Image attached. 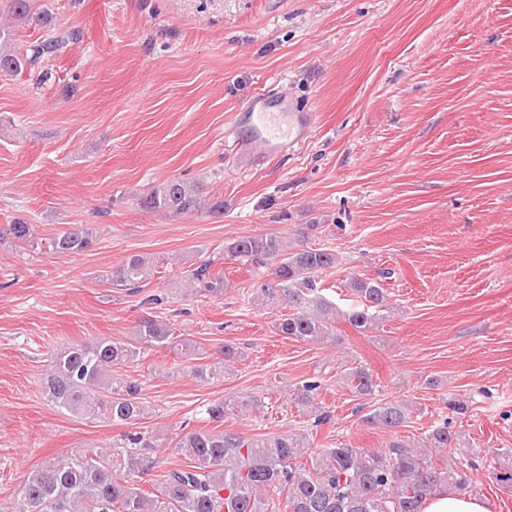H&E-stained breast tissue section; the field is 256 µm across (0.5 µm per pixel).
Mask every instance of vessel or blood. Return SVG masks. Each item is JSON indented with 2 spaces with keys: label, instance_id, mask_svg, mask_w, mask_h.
I'll return each instance as SVG.
<instances>
[{
  "label": "vessel or blood",
  "instance_id": "obj_1",
  "mask_svg": "<svg viewBox=\"0 0 512 512\" xmlns=\"http://www.w3.org/2000/svg\"><path fill=\"white\" fill-rule=\"evenodd\" d=\"M267 95L251 99L245 118L246 141L259 145L267 157L279 156L291 143L304 140L310 133V119L305 112H271L267 109Z\"/></svg>",
  "mask_w": 512,
  "mask_h": 512
}]
</instances>
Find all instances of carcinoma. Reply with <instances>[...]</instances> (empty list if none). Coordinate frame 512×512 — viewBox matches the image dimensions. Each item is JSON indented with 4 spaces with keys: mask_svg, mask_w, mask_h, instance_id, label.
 Wrapping results in <instances>:
<instances>
[{
    "mask_svg": "<svg viewBox=\"0 0 512 512\" xmlns=\"http://www.w3.org/2000/svg\"><path fill=\"white\" fill-rule=\"evenodd\" d=\"M33 0H6L9 11L21 22L42 25L47 17L32 8ZM73 34L67 32L29 45H14L8 30L0 29V73L20 75L34 70L47 57L58 56ZM147 210L173 215L220 212L224 202L203 195L199 184L171 179L154 186L141 200ZM296 233L297 244L275 234H253L232 239L225 256L241 259L270 278L253 289L251 302L288 313L276 322L278 333L297 342L319 343L333 335L336 314L358 332L374 324L387 306L381 284L369 277H351L348 288L355 303L341 312L321 295L320 277L336 268L338 257L327 247L307 245L308 231ZM8 234L32 248L39 247L32 225L22 221L9 225ZM96 242L93 229L68 224L44 243L55 254L69 256L90 250ZM153 259L134 254L106 274L110 284L126 290L140 287L153 272ZM185 285L195 293L220 295L224 272L213 260L181 272ZM170 347L191 360L196 342L174 335L167 323L147 314L139 321L132 343L104 339L94 346L68 343L56 349L44 378V393L55 408L84 420L126 426L112 444L83 448L60 461L46 463L26 475L12 505L4 512H421L423 500L439 488L462 492L469 486L468 474L456 467L436 466L432 452L451 448L457 435L448 420L433 426L412 446L393 434L409 422L411 410L402 401H378L363 416L369 425L392 432L387 447L358 448L338 442L332 448L308 453L305 435L255 434L244 436L221 429L224 419L258 410L261 399L233 393L205 406L204 422L213 428L183 427L174 443L185 462L167 469L143 488L142 479L158 467L149 449L155 438L145 431L130 430L143 418L142 383L119 374L140 360L145 350ZM224 361L193 367V374L206 380L224 377V362L234 358L233 346L224 345ZM341 380L358 396L376 392L368 369L346 368ZM321 381H305L293 401L315 416V423L329 419L316 403Z\"/></svg>",
    "mask_w": 512,
    "mask_h": 512,
    "instance_id": "1",
    "label": "carcinoma"
}]
</instances>
